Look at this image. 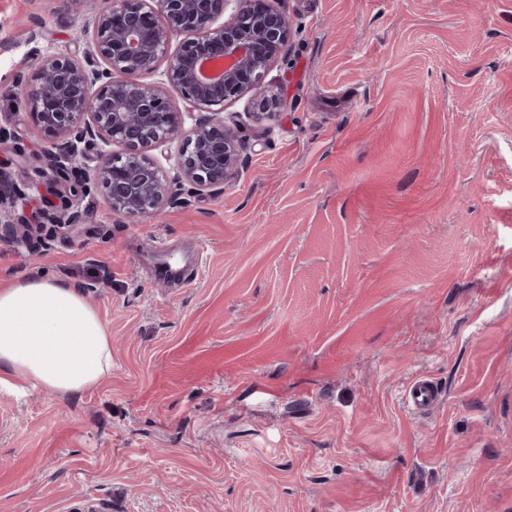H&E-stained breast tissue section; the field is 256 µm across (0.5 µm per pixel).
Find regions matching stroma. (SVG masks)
I'll return each mask as SVG.
<instances>
[{
  "label": "stroma",
  "mask_w": 512,
  "mask_h": 512,
  "mask_svg": "<svg viewBox=\"0 0 512 512\" xmlns=\"http://www.w3.org/2000/svg\"><path fill=\"white\" fill-rule=\"evenodd\" d=\"M101 5L0 0L1 196H46L61 140L20 83ZM281 7L287 106L224 191L0 236V286H83L112 338L80 395L0 390V512H512V0ZM155 238L205 248L191 286L140 262ZM440 400V392L432 381L423 377H415L406 387L403 394L405 406L413 413H427Z\"/></svg>",
  "instance_id": "35a3bbf8"
}]
</instances>
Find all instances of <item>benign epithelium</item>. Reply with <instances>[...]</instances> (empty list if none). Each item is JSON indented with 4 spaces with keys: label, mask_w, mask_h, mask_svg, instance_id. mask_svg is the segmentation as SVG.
Listing matches in <instances>:
<instances>
[{
    "label": "benign epithelium",
    "mask_w": 512,
    "mask_h": 512,
    "mask_svg": "<svg viewBox=\"0 0 512 512\" xmlns=\"http://www.w3.org/2000/svg\"><path fill=\"white\" fill-rule=\"evenodd\" d=\"M176 35L184 40L172 51ZM292 35L290 17L273 0H106L83 59L42 57L24 93L38 126L64 138L48 159L55 202L42 223H86L76 198L98 190L126 217L181 205L186 193L223 190L240 153L239 121L224 109L247 96L258 120L284 106L267 76ZM160 68L165 82L148 81ZM171 89L203 113L188 130ZM180 137L170 178L143 149ZM115 144L125 151H113ZM91 149L96 165L73 177ZM36 227L25 214L0 209V230L18 240Z\"/></svg>",
    "instance_id": "1"
}]
</instances>
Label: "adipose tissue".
Masks as SVG:
<instances>
[{"instance_id":"1","label":"adipose tissue","mask_w":512,"mask_h":512,"mask_svg":"<svg viewBox=\"0 0 512 512\" xmlns=\"http://www.w3.org/2000/svg\"><path fill=\"white\" fill-rule=\"evenodd\" d=\"M112 370V338L77 285L34 273L0 289V376L72 395Z\"/></svg>"}]
</instances>
